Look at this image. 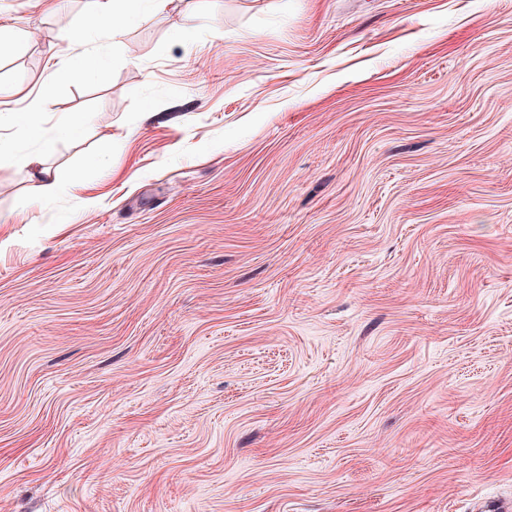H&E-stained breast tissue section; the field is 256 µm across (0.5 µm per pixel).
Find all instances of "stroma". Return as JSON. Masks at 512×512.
I'll return each mask as SVG.
<instances>
[{"label": "stroma", "instance_id": "stroma-1", "mask_svg": "<svg viewBox=\"0 0 512 512\" xmlns=\"http://www.w3.org/2000/svg\"><path fill=\"white\" fill-rule=\"evenodd\" d=\"M112 24L0 0V512L512 503V0ZM3 121L19 126L29 137L41 141L42 149L36 154L18 156L9 146L0 143V167L21 165L29 172L35 195L43 199L58 196L64 187L46 165V156L52 151L53 139L45 137L40 128L31 124L26 112H2L0 113V124Z\"/></svg>", "mask_w": 512, "mask_h": 512}]
</instances>
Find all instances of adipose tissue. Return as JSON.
Returning <instances> with one entry per match:
<instances>
[{
	"instance_id": "ef3b65f1",
	"label": "adipose tissue",
	"mask_w": 512,
	"mask_h": 512,
	"mask_svg": "<svg viewBox=\"0 0 512 512\" xmlns=\"http://www.w3.org/2000/svg\"><path fill=\"white\" fill-rule=\"evenodd\" d=\"M167 3L168 0H87L89 11L101 17L104 21L99 37L102 45L105 46L110 45L117 34L116 28L111 24L114 12L124 8L136 12L145 6L161 9ZM3 121L20 127L29 137L41 141L42 149L35 154L20 156L15 154L9 146L0 144V167L8 165L22 166L27 169L30 175L32 190L35 195L43 199L58 196L62 192L63 186L46 164V156L53 147L52 139L45 137L40 128L30 123L27 113L2 112L0 113V122Z\"/></svg>"
}]
</instances>
